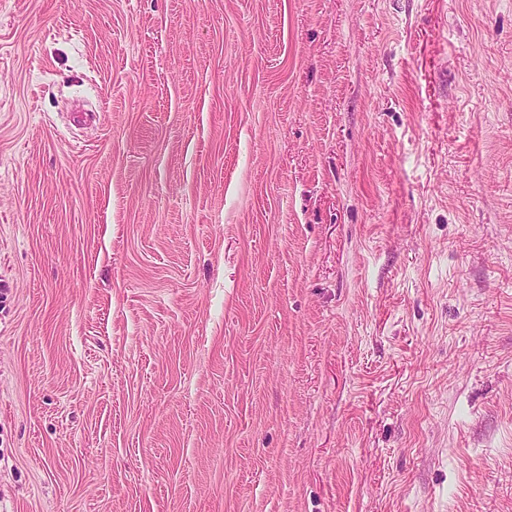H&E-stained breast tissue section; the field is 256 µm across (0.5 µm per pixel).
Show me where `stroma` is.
Returning <instances> with one entry per match:
<instances>
[{"label": "stroma", "instance_id": "1", "mask_svg": "<svg viewBox=\"0 0 512 512\" xmlns=\"http://www.w3.org/2000/svg\"><path fill=\"white\" fill-rule=\"evenodd\" d=\"M0 512H512V0H0Z\"/></svg>", "mask_w": 512, "mask_h": 512}]
</instances>
